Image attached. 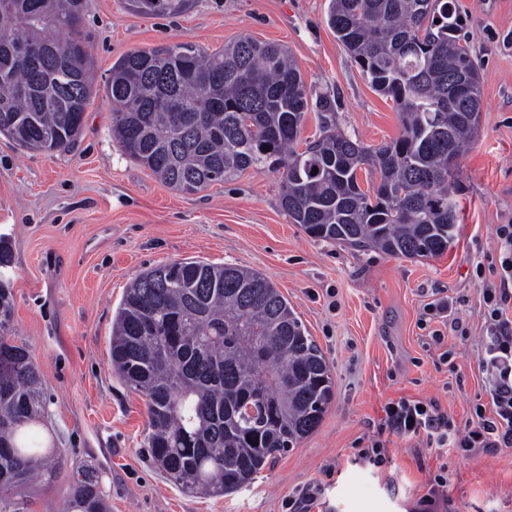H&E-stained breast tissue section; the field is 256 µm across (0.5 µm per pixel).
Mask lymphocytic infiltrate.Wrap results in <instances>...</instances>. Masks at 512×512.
Instances as JSON below:
<instances>
[{
    "instance_id": "1",
    "label": "lymphocytic infiltrate",
    "mask_w": 512,
    "mask_h": 512,
    "mask_svg": "<svg viewBox=\"0 0 512 512\" xmlns=\"http://www.w3.org/2000/svg\"><path fill=\"white\" fill-rule=\"evenodd\" d=\"M502 256L497 283L483 286L485 334L478 352L487 375L485 402L476 404L465 425H458L434 400L402 398L384 407L370 462L381 466L383 434L415 438L429 448H452L470 455L512 447V224L499 225Z\"/></svg>"
}]
</instances>
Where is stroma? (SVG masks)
Returning <instances> with one entry per match:
<instances>
[{
  "label": "stroma",
  "instance_id": "1",
  "mask_svg": "<svg viewBox=\"0 0 512 512\" xmlns=\"http://www.w3.org/2000/svg\"><path fill=\"white\" fill-rule=\"evenodd\" d=\"M476 63L479 134L457 159L461 185L453 246L406 259L308 237L280 204L281 175L248 168L188 195L130 160L112 137V106L91 100L81 136L65 151L17 148L0 136V235L11 244L16 342L31 350L49 400L39 427L59 449L56 471L15 491L26 512H64L77 467L100 476L108 512H286L313 482L328 512H418L440 467L448 485L438 512H512V448L477 452L422 447L389 436L387 462L359 459L399 398L438 401L465 423L484 399L477 347L483 283L498 262L496 229L512 224V0H450ZM329 0H194L177 16L130 10L125 0H87L83 32L94 78L135 49L190 42L218 50L243 36L288 48L312 103L301 137L320 134L316 104L364 144L400 132L393 101L376 92L327 24ZM196 258L268 276L330 366L334 398L318 429L239 492L189 495L167 482L144 446L146 404L112 371V317L125 289L155 264ZM453 298L467 337L430 346L424 321L434 294ZM451 358L440 363L441 349Z\"/></svg>",
  "mask_w": 512,
  "mask_h": 512
}]
</instances>
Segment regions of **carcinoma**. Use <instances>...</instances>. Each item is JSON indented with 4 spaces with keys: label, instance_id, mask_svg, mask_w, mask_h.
Here are the masks:
<instances>
[{
    "label": "carcinoma",
    "instance_id": "1",
    "mask_svg": "<svg viewBox=\"0 0 512 512\" xmlns=\"http://www.w3.org/2000/svg\"><path fill=\"white\" fill-rule=\"evenodd\" d=\"M137 3L152 15L191 6ZM84 8L0 0V135L20 149L78 142L94 91ZM328 24L396 104L402 131L391 143L367 146L327 122L298 151L304 79L286 48L250 37L211 52L179 43L117 59L105 86L112 138L179 192L264 166L281 173V206L309 237L441 256L459 217L455 161L482 103L460 21L448 0H329ZM360 170L376 177L366 191ZM11 296L0 278V512H25L13 490L53 468L58 452L38 440L46 392L30 351L15 343ZM110 355L119 380L145 398L152 459L188 494L250 484L317 429L334 396L330 367L288 299L263 273L232 264L186 259L142 271L113 316ZM66 512H107L94 470L73 474Z\"/></svg>",
    "mask_w": 512,
    "mask_h": 512
}]
</instances>
